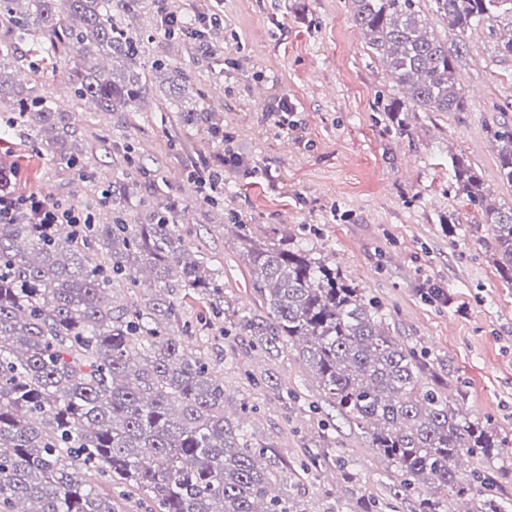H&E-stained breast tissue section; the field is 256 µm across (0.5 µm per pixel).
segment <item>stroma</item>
Listing matches in <instances>:
<instances>
[{"mask_svg":"<svg viewBox=\"0 0 512 512\" xmlns=\"http://www.w3.org/2000/svg\"><path fill=\"white\" fill-rule=\"evenodd\" d=\"M195 12H216L224 27L213 34L218 58L194 63L191 46L169 58L188 67L194 90L217 107L216 136L180 124L160 108L164 76L149 84L139 111L107 115L71 98L61 58L42 90L76 115L77 145L94 154L91 178L14 144L24 191L63 201L86 198L98 183L113 181L125 164V145L144 159L155 181L153 202L182 204L181 222L192 251L224 275V297L236 308H262L235 241V225L260 236L289 234L376 301L397 336L448 367V398L507 435L494 494L512 499V287L502 283L481 240L488 231L480 209L458 195L448 171L450 155L476 163L496 203H512L497 181L487 128L512 120V57L499 56L488 26L468 31L457 58L464 90L479 88L465 112H419L409 132L389 126L384 106L402 96L382 61L352 20L351 0H187ZM288 102L287 128L277 125V106ZM240 154L243 163L224 169V190L215 194L208 220L198 217L205 194L184 191L192 170L215 157ZM460 230L448 236L446 219ZM442 292L432 298L431 289ZM200 350L224 379L228 405L257 406L248 429L273 443L286 481L297 482L309 512H327L350 488L335 472L303 473L325 424L358 472L361 484L391 500L395 478L377 459L361 429L325 401L316 380L295 353L259 355L248 338L212 326ZM271 377L260 390L252 377ZM296 390L299 406L286 409L281 392Z\"/></svg>","mask_w":512,"mask_h":512,"instance_id":"obj_1","label":"stroma"}]
</instances>
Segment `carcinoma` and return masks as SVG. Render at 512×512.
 <instances>
[{
	"label": "carcinoma",
	"mask_w": 512,
	"mask_h": 512,
	"mask_svg": "<svg viewBox=\"0 0 512 512\" xmlns=\"http://www.w3.org/2000/svg\"><path fill=\"white\" fill-rule=\"evenodd\" d=\"M464 46L473 27L512 16V0H352V18L372 53L405 90L385 110L398 131L421 112H465L457 52L428 31L422 5ZM146 0H0V122L49 162L87 178L90 161L69 146L75 113L44 95L49 65L72 58L74 98L100 112H137L148 80L172 74L167 103L176 106L188 75L170 67L166 47L189 39L198 60L220 52L208 36L186 37L195 19L170 11L151 22L158 51L125 23ZM27 66L30 79L16 82ZM180 122L211 134L217 112L179 109ZM499 181L512 189V124L488 127ZM452 180L483 209L500 277L512 286V206L488 201L475 164L454 154ZM147 169L131 160L108 183L85 224L46 231L25 212L0 224V512H124L138 495L149 512H308L296 494L277 489L279 468L265 462L244 421L226 412L224 379L182 337L204 328L181 319L178 289L212 299L213 316L251 337L252 346L294 350L324 397L364 429L369 447L394 468L395 499L417 495L418 512H448L468 498L469 512H509L493 493L505 438L448 401V372L438 360L394 335L380 305L344 282L336 268L294 243L239 236L254 288L268 313L260 320L223 304L220 270L186 245L173 199L145 207ZM17 164L0 161V191L20 195ZM110 222L96 219V206ZM152 277L158 294L129 305L115 285ZM484 469L467 481L462 457ZM304 467L334 469L356 486L359 475L322 431ZM353 512H382L358 487Z\"/></svg>",
	"instance_id": "cac0c4a2"
}]
</instances>
